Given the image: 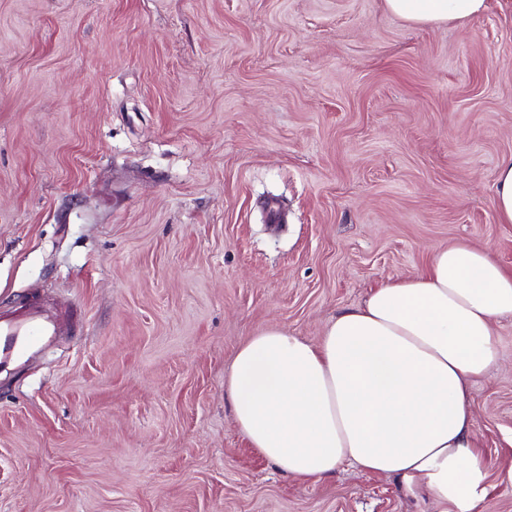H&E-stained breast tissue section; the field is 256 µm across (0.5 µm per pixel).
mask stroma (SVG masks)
<instances>
[{
	"label": "stroma",
	"mask_w": 512,
	"mask_h": 512,
	"mask_svg": "<svg viewBox=\"0 0 512 512\" xmlns=\"http://www.w3.org/2000/svg\"><path fill=\"white\" fill-rule=\"evenodd\" d=\"M512 0H0V310L70 334L0 372V512H422L249 448L238 347L308 342L465 240L512 267ZM471 395L479 512H512V317ZM393 14L417 25L464 23L484 14L488 0H385ZM494 207L502 224L512 223V157L498 166Z\"/></svg>",
	"instance_id": "35a3bbf8"
}]
</instances>
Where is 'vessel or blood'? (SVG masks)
Returning <instances> with one entry per match:
<instances>
[{"mask_svg":"<svg viewBox=\"0 0 512 512\" xmlns=\"http://www.w3.org/2000/svg\"><path fill=\"white\" fill-rule=\"evenodd\" d=\"M60 322L43 309L40 299H29L21 312H0V367H13L37 356L56 336Z\"/></svg>","mask_w":512,"mask_h":512,"instance_id":"b4317fda","label":"vessel or blood"}]
</instances>
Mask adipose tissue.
Here are the masks:
<instances>
[{
    "instance_id": "obj_1",
    "label": "adipose tissue",
    "mask_w": 512,
    "mask_h": 512,
    "mask_svg": "<svg viewBox=\"0 0 512 512\" xmlns=\"http://www.w3.org/2000/svg\"><path fill=\"white\" fill-rule=\"evenodd\" d=\"M417 25L464 23L488 0H385ZM512 270L458 242L418 273L372 288L312 344L270 327L238 348L224 384L250 448L299 482L342 465L395 479L433 512H476L487 460L470 391L500 359Z\"/></svg>"
}]
</instances>
